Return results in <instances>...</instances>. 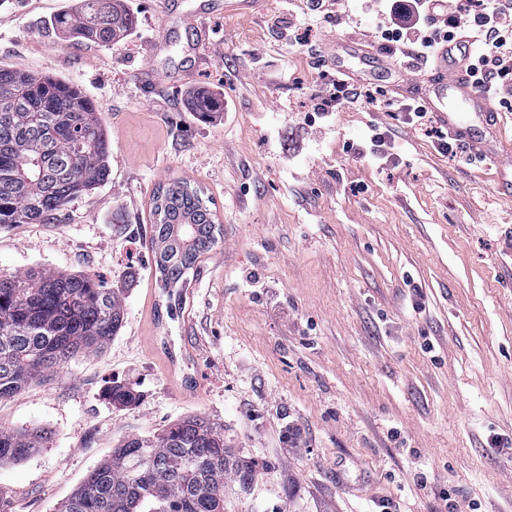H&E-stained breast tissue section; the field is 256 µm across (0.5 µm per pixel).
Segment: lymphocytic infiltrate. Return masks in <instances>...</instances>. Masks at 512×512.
Returning a JSON list of instances; mask_svg holds the SVG:
<instances>
[{
  "label": "lymphocytic infiltrate",
  "instance_id": "obj_1",
  "mask_svg": "<svg viewBox=\"0 0 512 512\" xmlns=\"http://www.w3.org/2000/svg\"><path fill=\"white\" fill-rule=\"evenodd\" d=\"M343 17L369 23L372 36L398 63L423 65L435 59L441 47L455 43L456 31L467 25L480 31L483 42L468 56L475 84L489 91L494 103L512 111V0H354ZM360 88L345 80L333 82L317 95L304 123L330 120L344 104L357 103Z\"/></svg>",
  "mask_w": 512,
  "mask_h": 512
}]
</instances>
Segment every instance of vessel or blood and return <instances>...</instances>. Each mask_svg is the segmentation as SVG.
<instances>
[{
  "instance_id": "vessel-or-blood-1",
  "label": "vessel or blood",
  "mask_w": 512,
  "mask_h": 512,
  "mask_svg": "<svg viewBox=\"0 0 512 512\" xmlns=\"http://www.w3.org/2000/svg\"><path fill=\"white\" fill-rule=\"evenodd\" d=\"M347 46L365 61L369 74L389 76L399 69L387 55L369 51L352 40ZM424 106L467 157L497 160L495 180L502 190L512 191V161H499L512 145L503 135L490 98L472 83L465 59L444 51L438 54Z\"/></svg>"
}]
</instances>
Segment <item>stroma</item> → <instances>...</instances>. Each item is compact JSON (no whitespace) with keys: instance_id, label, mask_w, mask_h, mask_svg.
<instances>
[{"instance_id":"1","label":"stroma","mask_w":512,"mask_h":512,"mask_svg":"<svg viewBox=\"0 0 512 512\" xmlns=\"http://www.w3.org/2000/svg\"><path fill=\"white\" fill-rule=\"evenodd\" d=\"M69 2L0 0V65L92 98L110 177L63 222L0 227V275L96 276L122 289L125 319L103 353L0 401V427L47 436L0 466V512H58L123 437L189 414L269 465L249 488L227 480L224 512H512V194L493 170L439 153L382 101L309 137L303 117L336 60L361 67L340 41L370 35L308 0L258 15L131 0L130 36L106 47L51 28ZM292 5L309 26L294 45ZM215 86L230 110L200 121L185 100ZM374 123L398 164L368 155ZM176 180L212 201L220 236L171 318L150 230L156 188ZM251 272L264 292L246 287ZM115 382L138 403L113 406Z\"/></svg>"}]
</instances>
